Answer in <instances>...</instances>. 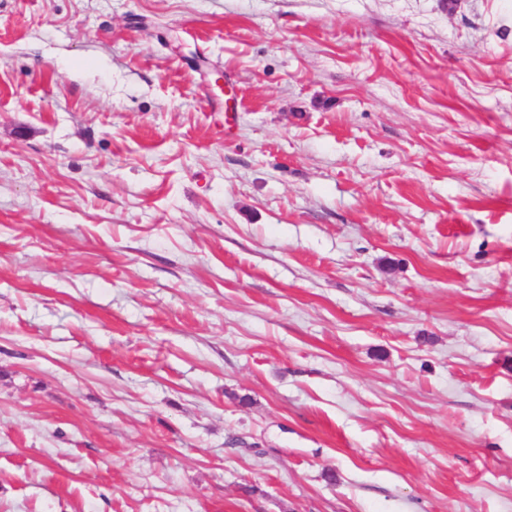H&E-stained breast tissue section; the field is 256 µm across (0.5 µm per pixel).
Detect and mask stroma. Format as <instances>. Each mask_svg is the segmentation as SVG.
Here are the masks:
<instances>
[{
    "label": "stroma",
    "mask_w": 512,
    "mask_h": 512,
    "mask_svg": "<svg viewBox=\"0 0 512 512\" xmlns=\"http://www.w3.org/2000/svg\"><path fill=\"white\" fill-rule=\"evenodd\" d=\"M448 3L0 0V512H512V0Z\"/></svg>",
    "instance_id": "1"
}]
</instances>
